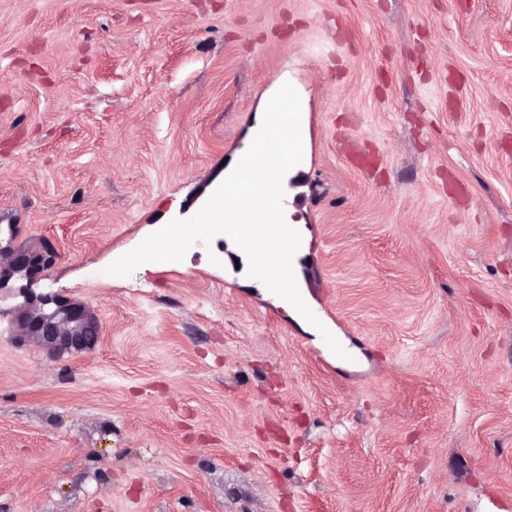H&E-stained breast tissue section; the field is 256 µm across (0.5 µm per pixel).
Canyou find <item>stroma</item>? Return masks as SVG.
Instances as JSON below:
<instances>
[{"label": "stroma", "instance_id": "stroma-1", "mask_svg": "<svg viewBox=\"0 0 512 512\" xmlns=\"http://www.w3.org/2000/svg\"><path fill=\"white\" fill-rule=\"evenodd\" d=\"M287 81L317 325L221 235L106 275ZM0 246L52 251L0 291V512H512V0H0ZM24 285L101 339L15 341Z\"/></svg>", "mask_w": 512, "mask_h": 512}]
</instances>
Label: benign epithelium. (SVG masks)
Segmentation results:
<instances>
[{"mask_svg":"<svg viewBox=\"0 0 512 512\" xmlns=\"http://www.w3.org/2000/svg\"><path fill=\"white\" fill-rule=\"evenodd\" d=\"M0 254L9 259L12 272L25 275L29 281L45 269L44 257L1 248ZM24 305L17 311L16 323L21 340H33L57 354L78 353L93 347L101 335L98 319L82 303H72L58 297L35 295L22 288Z\"/></svg>","mask_w":512,"mask_h":512,"instance_id":"7a95c632","label":"benign epithelium"}]
</instances>
